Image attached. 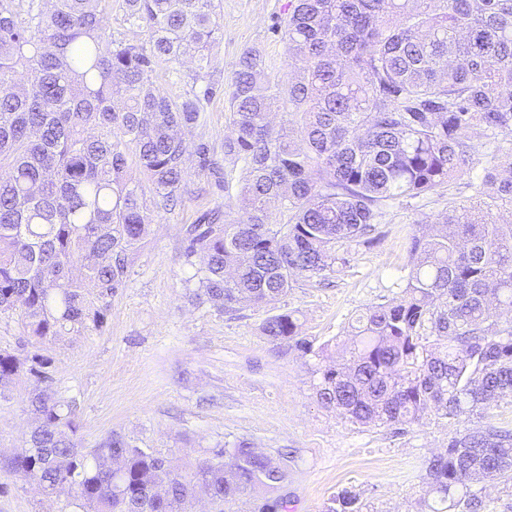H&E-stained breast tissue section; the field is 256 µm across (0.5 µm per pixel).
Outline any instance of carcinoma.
<instances>
[{"mask_svg": "<svg viewBox=\"0 0 512 512\" xmlns=\"http://www.w3.org/2000/svg\"><path fill=\"white\" fill-rule=\"evenodd\" d=\"M105 2L0 0V312H19L41 343L104 328L153 213L188 194L191 157L229 187L227 166L189 138L219 93L215 0H121L144 43L106 37ZM280 31L299 75L272 79L247 48L224 87V160L246 169L236 212L185 229L187 255L203 256L196 299L233 312L276 304L303 274L327 281L351 244L381 243L388 202L481 164L475 198L414 223L397 291L353 319L350 358L320 370L316 395L353 424L388 427L512 399V224L495 217L512 210V0H288ZM186 62L183 96L155 86L157 67ZM262 332L313 352L290 311ZM23 377L28 452L4 466L46 495L76 488L78 512H183L197 494L212 512L246 495L252 512H288L270 496L285 470L249 440L192 474L116 431L87 451L49 389L50 361L0 351V395ZM425 472L427 512H482L483 489L512 482V429L459 431ZM157 486L164 499L148 498ZM327 512L363 505L344 488Z\"/></svg>", "mask_w": 512, "mask_h": 512, "instance_id": "carcinoma-1", "label": "carcinoma"}]
</instances>
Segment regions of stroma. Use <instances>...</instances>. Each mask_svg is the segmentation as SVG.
<instances>
[{
    "mask_svg": "<svg viewBox=\"0 0 512 512\" xmlns=\"http://www.w3.org/2000/svg\"><path fill=\"white\" fill-rule=\"evenodd\" d=\"M287 0H218L219 64L212 76L227 84L244 48L258 49L268 73L287 79L285 44L277 28ZM223 96L207 106L193 141L223 156L230 135ZM243 169L235 163L229 188L191 173L181 205L154 215L151 233L130 259L124 288L109 303L103 331L38 344L18 312L0 313V350L37 351L51 361V390L76 409L78 437L93 447L110 431L190 468L224 444L246 438L282 462L290 512H326L341 488L357 493L365 512H422L425 462L447 447L453 428L427 417L396 433L358 426L317 399L318 371L336 358L352 319L390 296L408 261L413 223L440 213L447 198L465 204L482 189L479 168L452 181L447 198L400 199L383 217L386 236L373 249L351 246L349 262L322 286L299 278L276 307L227 312L191 298L199 256L185 252L184 232L201 214L234 202ZM295 312L300 339L323 356L263 335L265 318ZM28 380L0 397V458L21 451L30 415ZM73 490L49 497L34 482L0 468V512H68Z\"/></svg>",
    "mask_w": 512,
    "mask_h": 512,
    "instance_id": "obj_1",
    "label": "stroma"
}]
</instances>
